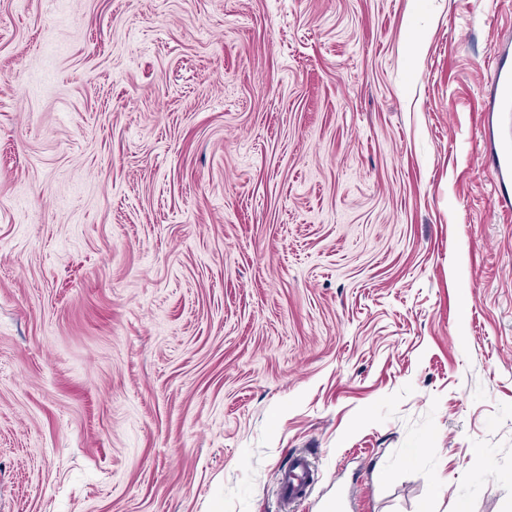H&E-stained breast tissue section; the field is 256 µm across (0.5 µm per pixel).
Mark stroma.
<instances>
[{
    "instance_id": "1",
    "label": "stroma",
    "mask_w": 512,
    "mask_h": 512,
    "mask_svg": "<svg viewBox=\"0 0 512 512\" xmlns=\"http://www.w3.org/2000/svg\"><path fill=\"white\" fill-rule=\"evenodd\" d=\"M500 62L512 0H0V512H512ZM494 149V170L499 182L505 185L507 181H512V144L500 143L498 146L495 145ZM314 476V466L307 457H294L288 466L280 469L275 476L276 483L283 491V509L288 508L294 500L304 496Z\"/></svg>"
}]
</instances>
